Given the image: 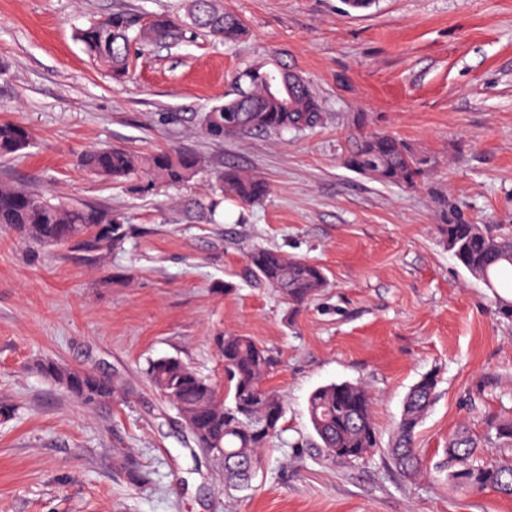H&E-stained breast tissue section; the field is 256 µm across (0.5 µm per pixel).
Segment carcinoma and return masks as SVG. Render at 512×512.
I'll return each mask as SVG.
<instances>
[{"label":"carcinoma","instance_id":"cac0c4a2","mask_svg":"<svg viewBox=\"0 0 512 512\" xmlns=\"http://www.w3.org/2000/svg\"><path fill=\"white\" fill-rule=\"evenodd\" d=\"M193 25L212 35L233 40L243 31L241 20L224 12L217 0H187L185 19L156 14L141 23L131 15L112 12L78 32L89 58L115 82L131 75L133 45L180 40L183 27ZM236 90L202 113L199 125L213 140L235 139L252 132L280 133L312 128L322 116L321 104L299 75L265 62L254 63L235 80ZM23 126L0 122V157L30 146ZM351 169L376 180L404 188L417 187L433 164L430 156L403 139L384 132H359L345 157ZM91 174L117 181L144 178L149 185L179 187L204 169L203 160L179 148L138 154L121 147L91 149L81 157ZM216 187L243 203H257L270 191L269 183L238 167L215 175ZM437 233L456 260L478 280L489 278L512 288V224H470L445 195L435 197ZM112 214L87 205H66L43 192L0 182V229L11 230L38 247L75 242L100 250L112 239ZM253 275L293 304H301L324 288L323 269L278 250L257 248L248 258ZM221 355L228 390L221 392L177 357L149 362V383L183 419L194 446L204 458L217 463L224 482L247 488L260 461V452L278 431L284 414L283 398L267 384L273 358L250 337L226 333ZM41 373L86 406L112 401V381L70 368L53 360L40 364ZM437 375L423 376L403 402L394 442L388 449L393 466L408 478L422 473L415 448L416 429L435 398ZM372 395L362 384L331 383L315 389L308 414L327 456L350 462L377 447L372 417ZM501 447H512V421L485 420ZM481 439L466 425L448 439L441 467L448 470L452 488L477 495L485 490L512 496V462L488 464Z\"/></svg>","mask_w":512,"mask_h":512}]
</instances>
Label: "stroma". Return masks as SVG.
Listing matches in <instances>:
<instances>
[{"instance_id": "35a3bbf8", "label": "stroma", "mask_w": 512, "mask_h": 512, "mask_svg": "<svg viewBox=\"0 0 512 512\" xmlns=\"http://www.w3.org/2000/svg\"><path fill=\"white\" fill-rule=\"evenodd\" d=\"M245 32L188 29L140 47L132 79L93 65L79 29L112 11L184 14V0H0V121L33 143L0 159V181L112 212V240L89 252L30 246L0 230V512H512V497L454 490L439 462L460 424L512 418V321L441 242L433 197L471 222L512 224V0H221ZM265 61L299 72L322 105L315 128L217 143L202 112ZM435 166L407 190L347 168L358 116ZM122 146L185 148L205 168L185 186L137 187L89 174L80 155ZM227 166L271 186L247 205L216 194ZM265 247L323 268L327 286L288 303L251 275ZM251 337L275 359L280 430L249 490L194 462L173 408L145 377L176 356L224 385L221 338ZM54 360L109 378L90 408L44 377ZM436 399L418 427L427 467L407 478L387 450L409 388ZM374 397L378 448L327 458L310 393L340 382Z\"/></svg>"}]
</instances>
